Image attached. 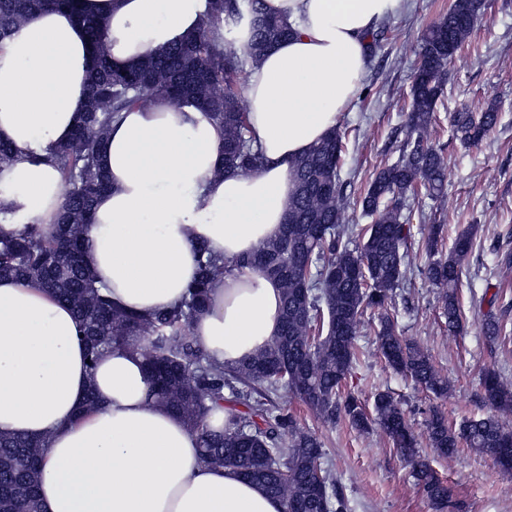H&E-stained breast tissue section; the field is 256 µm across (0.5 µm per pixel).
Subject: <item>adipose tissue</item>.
Wrapping results in <instances>:
<instances>
[{"label": "adipose tissue", "instance_id": "1", "mask_svg": "<svg viewBox=\"0 0 512 512\" xmlns=\"http://www.w3.org/2000/svg\"><path fill=\"white\" fill-rule=\"evenodd\" d=\"M292 28L250 70L247 120L263 159L220 171L224 131L204 112L156 98L126 112L103 162L110 189L85 233V260L118 308L142 316L181 304L197 278L199 245L231 269L192 324L214 364L233 368L280 329L282 290L237 258L276 237L295 190L292 169L341 119L370 59L367 34L404 0H265ZM99 20L110 63L125 67L197 31L204 0H80ZM77 14L36 12L0 44L1 232L51 231L63 203L47 157L87 105L91 49ZM101 406L79 416L88 388ZM0 432L44 440L42 512H284L283 502L231 468L207 464L201 440L149 394L130 346L96 366L70 307L0 279Z\"/></svg>", "mask_w": 512, "mask_h": 512}]
</instances>
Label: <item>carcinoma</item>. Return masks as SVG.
Returning <instances> with one entry per match:
<instances>
[{"label": "carcinoma", "mask_w": 512, "mask_h": 512, "mask_svg": "<svg viewBox=\"0 0 512 512\" xmlns=\"http://www.w3.org/2000/svg\"><path fill=\"white\" fill-rule=\"evenodd\" d=\"M45 6L74 10L76 0H0V44ZM483 9L484 0H454L448 13L423 33L402 156L371 180L362 199L371 224L358 244L350 246L340 230V128L294 165L295 192L281 232L235 261L239 268L259 266L279 283L281 329L237 367L212 363L191 335L212 283L226 272L224 261L200 248L205 258L185 300L175 309L145 317L112 305L85 264L82 247L97 198L109 184L101 157L112 126L122 113L148 104L155 95H164L175 105L192 103L222 126L224 158L219 171L248 175L259 170L262 157L253 146L242 94L250 65L289 35V28L267 11L265 0H206L203 28L124 68L112 66L100 51L99 21L80 17L93 61L86 111L69 140L54 151L64 188L63 208L51 234L32 223L19 235H0V278L36 285L69 304L92 365L105 350L133 343L145 361L156 402L200 435L202 460L231 467L261 485L283 500L285 512H349V503L324 466L322 442L315 433L301 428L287 411L266 407V401L281 391L297 396L324 423L334 424L339 416L359 430L376 423L412 464L418 484L439 512L448 504L450 490L416 448L399 402L377 393L371 419L359 397H342L340 391L357 356L361 316L368 308L383 309L410 270L405 251L410 228L402 221L403 198L420 187L432 196L444 189L446 164L425 143L426 134L448 62ZM497 119V108L491 105L478 117L455 113L453 126L462 143L475 145ZM473 233L471 226L461 231L448 255L426 268L427 279L440 290L448 329L453 331L461 325L460 272L473 249ZM483 330L493 342L512 341L493 315L484 319ZM376 343L394 371L436 394H447L448 379L428 353L400 335L388 313L381 316ZM482 384L491 414L456 427L439 412H429L428 436L437 455H449L462 443L497 463L512 455V429L504 423V417L512 415V384L494 370L484 371ZM226 390L244 400L248 411L234 413L230 427L212 431L207 417L224 406ZM44 448L40 440L0 433V512H41L38 485Z\"/></svg>", "instance_id": "carcinoma-1"}]
</instances>
